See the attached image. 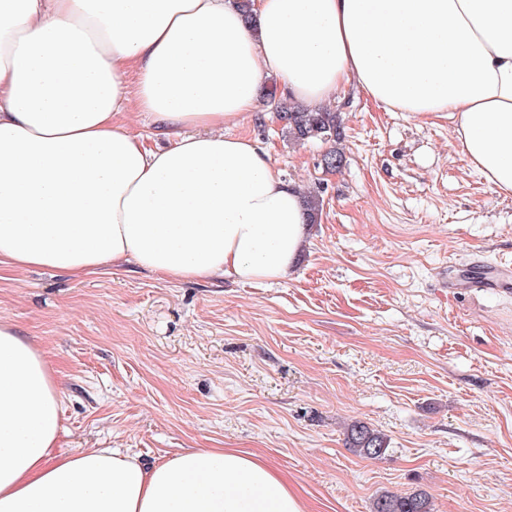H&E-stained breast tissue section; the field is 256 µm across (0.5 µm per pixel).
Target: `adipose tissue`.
Returning a JSON list of instances; mask_svg holds the SVG:
<instances>
[{
  "label": "adipose tissue",
  "instance_id": "obj_1",
  "mask_svg": "<svg viewBox=\"0 0 512 512\" xmlns=\"http://www.w3.org/2000/svg\"><path fill=\"white\" fill-rule=\"evenodd\" d=\"M0 0V264L85 276L130 264L179 280L290 277L299 187L224 127L264 78L318 107L344 85L395 112L455 113L456 139L512 195V0ZM141 112L170 145L122 122ZM60 385L0 322V512H306L235 448L147 467L117 448L58 454Z\"/></svg>",
  "mask_w": 512,
  "mask_h": 512
}]
</instances>
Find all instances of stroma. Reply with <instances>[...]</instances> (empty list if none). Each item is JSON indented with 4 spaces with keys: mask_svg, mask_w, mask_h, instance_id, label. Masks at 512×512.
Wrapping results in <instances>:
<instances>
[{
    "mask_svg": "<svg viewBox=\"0 0 512 512\" xmlns=\"http://www.w3.org/2000/svg\"><path fill=\"white\" fill-rule=\"evenodd\" d=\"M327 108L344 129L334 171L328 143L284 137L273 101L227 128L320 196L290 278L0 269V321L60 381L55 451L121 448L152 466L238 448L307 512L416 491L434 512H512V290L448 285L462 265H512V196L470 167L451 113L393 112L351 86ZM355 421L388 436L384 459L346 448Z\"/></svg>",
    "mask_w": 512,
    "mask_h": 512,
    "instance_id": "stroma-1",
    "label": "stroma"
}]
</instances>
